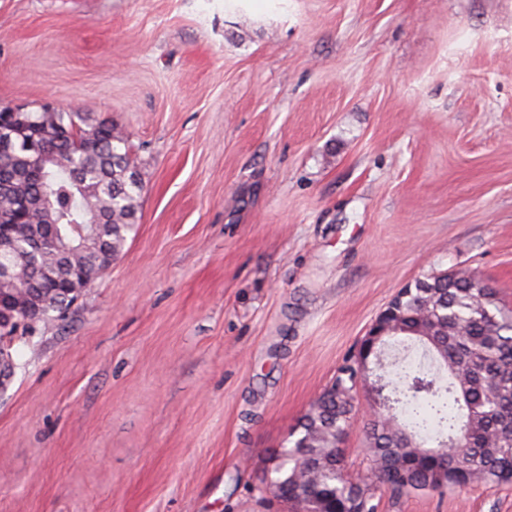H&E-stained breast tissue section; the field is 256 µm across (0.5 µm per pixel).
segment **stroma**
Returning <instances> with one entry per match:
<instances>
[{"instance_id": "1", "label": "stroma", "mask_w": 512, "mask_h": 512, "mask_svg": "<svg viewBox=\"0 0 512 512\" xmlns=\"http://www.w3.org/2000/svg\"><path fill=\"white\" fill-rule=\"evenodd\" d=\"M44 103L111 120L144 190L12 340L0 512H279L258 474L400 288L467 269L512 310V0H0V106Z\"/></svg>"}]
</instances>
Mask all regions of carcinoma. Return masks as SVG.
<instances>
[{
	"label": "carcinoma",
	"mask_w": 512,
	"mask_h": 512,
	"mask_svg": "<svg viewBox=\"0 0 512 512\" xmlns=\"http://www.w3.org/2000/svg\"><path fill=\"white\" fill-rule=\"evenodd\" d=\"M1 122L22 132L0 155V232L14 237L0 266L16 268L0 279V333L21 322L31 336L121 251L143 184L109 120L59 109L0 112ZM391 305V331L358 350L385 399L367 427L371 475L345 468L359 387L357 358H347L299 418L293 445L269 458L261 484L285 512H376L383 491L512 483V311L460 271L419 278Z\"/></svg>",
	"instance_id": "1"
}]
</instances>
